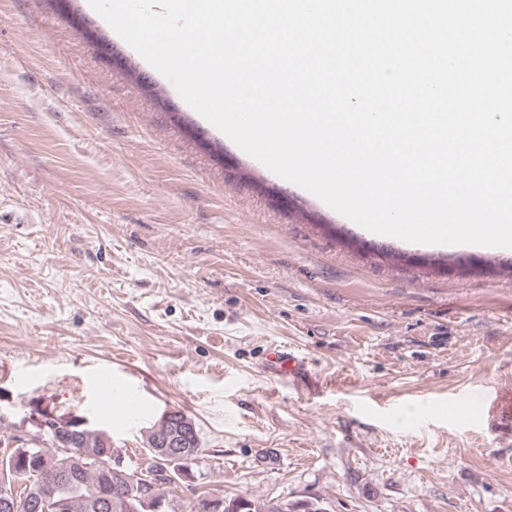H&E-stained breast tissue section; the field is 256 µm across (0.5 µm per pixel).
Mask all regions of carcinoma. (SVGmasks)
<instances>
[{
	"label": "carcinoma",
	"instance_id": "carcinoma-1",
	"mask_svg": "<svg viewBox=\"0 0 512 512\" xmlns=\"http://www.w3.org/2000/svg\"><path fill=\"white\" fill-rule=\"evenodd\" d=\"M187 418L181 411L170 412L168 420L146 436L150 466L140 473L126 469L123 476L112 479L103 467L112 453L107 431L77 427L71 420L54 431H36L35 447L6 450L0 456V491L15 492L10 504L0 500V512H42L41 500L51 493L65 501L66 512H182L163 486L187 477L202 455L198 436L184 425ZM177 430L181 445L169 466L156 448ZM146 501L161 508L148 509ZM189 512H288V508L265 507L245 497L224 498L217 504L206 496Z\"/></svg>",
	"mask_w": 512,
	"mask_h": 512
}]
</instances>
